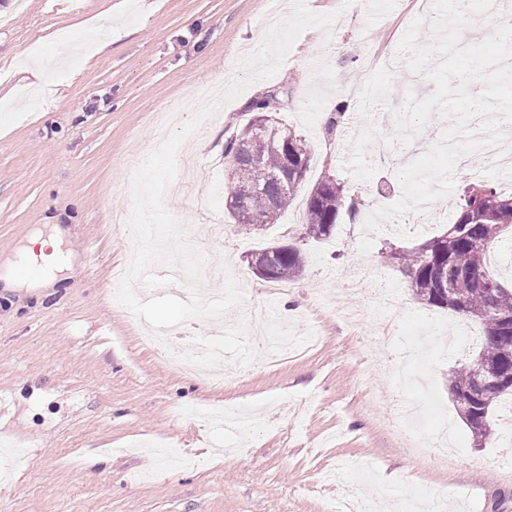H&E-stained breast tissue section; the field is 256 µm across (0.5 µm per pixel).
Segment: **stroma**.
I'll return each instance as SVG.
<instances>
[{
  "instance_id": "35a3bbf8",
  "label": "stroma",
  "mask_w": 512,
  "mask_h": 512,
  "mask_svg": "<svg viewBox=\"0 0 512 512\" xmlns=\"http://www.w3.org/2000/svg\"><path fill=\"white\" fill-rule=\"evenodd\" d=\"M306 2L338 20L302 31L273 77L226 102L219 120L183 145L197 179L176 177L167 208L191 225L201 209L216 215L206 295L231 271L248 305L274 302L287 312V335L321 341L277 365L256 349L240 356L268 331L238 309L224 324V385L214 389L143 345L115 301V276L133 254L119 218L132 209L129 184L158 131L231 80L290 0H0V263L57 224L69 228L61 251L73 260L60 287L0 292V512H328L340 496L371 512H414L435 498L450 512H512V445L497 432L477 447L451 399L448 374L462 358L443 345L456 315L417 300L388 258L445 225L408 214L360 253L366 206L393 205L402 189L377 195L390 176L385 159L366 183L344 171L361 127L356 111L327 124L340 101H356L371 66L394 67L418 96L434 91L393 64L432 0H378L372 11L361 0ZM92 20L113 24L119 37L65 75L69 55L89 50ZM24 51L42 61L34 106L18 64ZM271 91L278 118L306 140L312 160L294 203L256 234L226 209L224 146L250 119L248 104ZM327 172L365 208L316 241L304 233L305 203ZM282 241L299 247L305 271L276 292L248 256ZM379 283L398 288L413 331L403 384L374 345L387 316L368 299ZM406 395L430 406L419 454L404 448L390 410Z\"/></svg>"
}]
</instances>
